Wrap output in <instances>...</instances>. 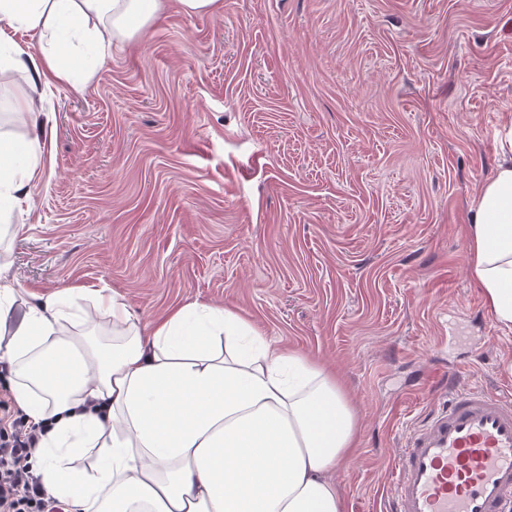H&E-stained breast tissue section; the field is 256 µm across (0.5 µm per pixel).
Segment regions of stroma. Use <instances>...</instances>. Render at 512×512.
I'll return each mask as SVG.
<instances>
[{
	"label": "stroma",
	"instance_id": "35a3bbf8",
	"mask_svg": "<svg viewBox=\"0 0 512 512\" xmlns=\"http://www.w3.org/2000/svg\"><path fill=\"white\" fill-rule=\"evenodd\" d=\"M50 94L0 125L43 146L0 227L14 316L99 292L147 326L232 310L348 387L361 448L326 474L346 512H389L449 379L512 394L467 234L512 114V0L172 6Z\"/></svg>",
	"mask_w": 512,
	"mask_h": 512
}]
</instances>
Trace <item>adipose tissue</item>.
Masks as SVG:
<instances>
[{
  "mask_svg": "<svg viewBox=\"0 0 512 512\" xmlns=\"http://www.w3.org/2000/svg\"><path fill=\"white\" fill-rule=\"evenodd\" d=\"M165 0H0V76L71 81L74 45L105 57L141 39ZM36 37L41 58L6 34ZM469 226L472 272L494 320L512 327V116ZM43 147L0 133V221L27 203ZM0 264V361L15 405L44 433L30 458L68 512H345L327 471L352 460L359 427L344 384L198 304L144 328L119 295L93 310L56 295L11 320L19 289ZM93 456L74 469L72 457Z\"/></svg>",
  "mask_w": 512,
  "mask_h": 512,
  "instance_id": "adipose-tissue-1",
  "label": "adipose tissue"
}]
</instances>
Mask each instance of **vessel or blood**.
Wrapping results in <instances>:
<instances>
[{
  "label": "vessel or blood",
  "instance_id": "obj_1",
  "mask_svg": "<svg viewBox=\"0 0 512 512\" xmlns=\"http://www.w3.org/2000/svg\"><path fill=\"white\" fill-rule=\"evenodd\" d=\"M449 391L398 453L391 512H512V399Z\"/></svg>",
  "mask_w": 512,
  "mask_h": 512
}]
</instances>
